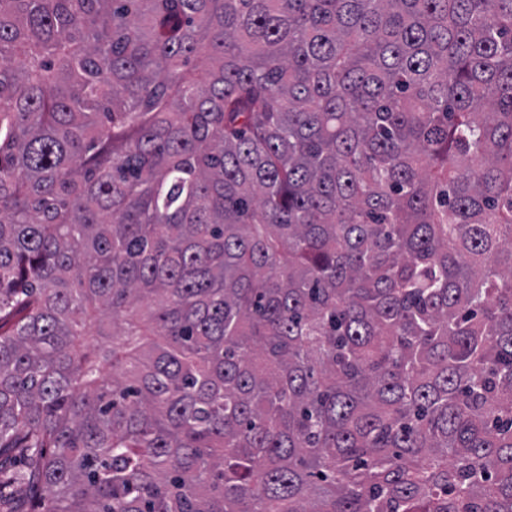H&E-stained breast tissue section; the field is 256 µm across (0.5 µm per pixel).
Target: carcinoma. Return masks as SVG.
Instances as JSON below:
<instances>
[{
	"label": "carcinoma",
	"mask_w": 512,
	"mask_h": 512,
	"mask_svg": "<svg viewBox=\"0 0 512 512\" xmlns=\"http://www.w3.org/2000/svg\"><path fill=\"white\" fill-rule=\"evenodd\" d=\"M10 451L27 512H512V0H0Z\"/></svg>",
	"instance_id": "carcinoma-1"
}]
</instances>
